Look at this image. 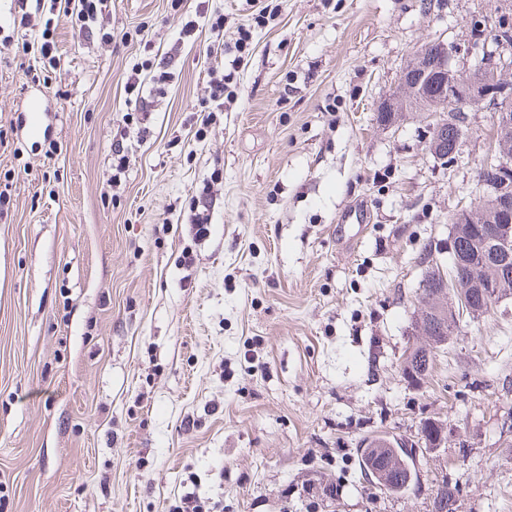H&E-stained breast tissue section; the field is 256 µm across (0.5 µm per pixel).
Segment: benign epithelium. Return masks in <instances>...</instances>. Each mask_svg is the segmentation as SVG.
Returning a JSON list of instances; mask_svg holds the SVG:
<instances>
[{
  "instance_id": "obj_1",
  "label": "benign epithelium",
  "mask_w": 512,
  "mask_h": 512,
  "mask_svg": "<svg viewBox=\"0 0 512 512\" xmlns=\"http://www.w3.org/2000/svg\"><path fill=\"white\" fill-rule=\"evenodd\" d=\"M491 40L496 49L483 50L480 63L467 70L453 64V50L442 40L433 42L435 48L431 51H417L402 68L399 90L380 103V124L393 125L406 97L419 93L436 101V120L430 130L433 149L437 152L443 149V142L451 130L454 134L452 154H458L464 135V114L483 104L494 108L499 132L512 131V113L507 111L512 105V81L501 77L512 67V55L504 57V50L512 48V39L497 31ZM483 169L494 176L487 186L500 190L512 182V152L505 145L494 148V154L487 159ZM500 208L503 224L499 225L495 244L490 253L479 258L487 276L484 305L479 309L481 314L490 312L502 300L498 288L503 266L500 258L512 253V198L502 197Z\"/></svg>"
}]
</instances>
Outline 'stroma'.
I'll return each instance as SVG.
<instances>
[{
    "label": "stroma",
    "instance_id": "stroma-1",
    "mask_svg": "<svg viewBox=\"0 0 512 512\" xmlns=\"http://www.w3.org/2000/svg\"><path fill=\"white\" fill-rule=\"evenodd\" d=\"M203 5L226 45L243 25L251 39L201 137L220 57L207 27L179 32ZM14 16L0 0V512H179L190 495L206 512H431L444 479L457 512H512V294L463 320L420 384L401 369L423 254L448 264L495 113L467 111L447 167L430 113L377 119L420 46L473 67V22L491 32L512 0H112L108 43L56 9L22 31ZM47 26L57 72L38 53ZM175 42L142 114L132 69ZM32 93L49 106L37 139ZM216 168L198 239L191 197ZM355 203L366 229L337 223ZM428 419L447 442L417 450L404 493L381 491L362 439L415 443Z\"/></svg>",
    "mask_w": 512,
    "mask_h": 512
}]
</instances>
